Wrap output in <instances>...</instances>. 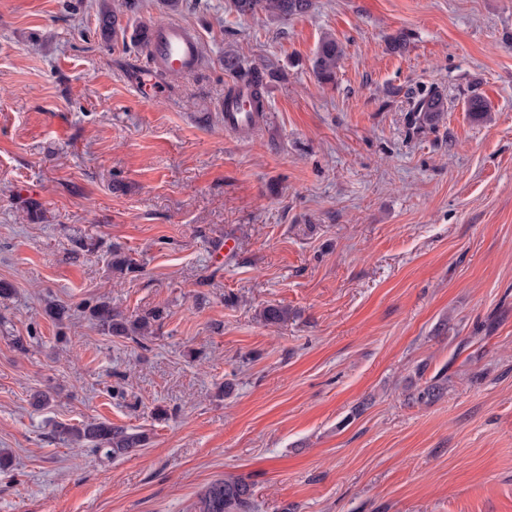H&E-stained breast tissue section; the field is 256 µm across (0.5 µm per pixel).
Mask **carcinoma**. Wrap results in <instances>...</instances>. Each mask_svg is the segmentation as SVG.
<instances>
[{
  "label": "carcinoma",
  "instance_id": "carcinoma-1",
  "mask_svg": "<svg viewBox=\"0 0 512 512\" xmlns=\"http://www.w3.org/2000/svg\"><path fill=\"white\" fill-rule=\"evenodd\" d=\"M142 7V0H123L120 7L114 8L102 0L98 10V23L101 36L106 41L118 42L126 38L127 27L121 23L122 11L136 13ZM311 8V0H229V10L239 16H265L272 20L287 23L289 20L306 14ZM344 49L334 34H324L314 52L311 69L321 83H332L341 67ZM224 72L235 80L226 97L235 93L236 85L244 84L250 89V98L255 111L266 110L264 89L267 79L273 77L263 64H253L247 68L241 65L238 57L224 56ZM416 108L432 115L443 108L442 99L436 93L423 96ZM89 317L99 329L108 336L122 337L138 341L151 333L153 323L162 318L161 312L151 311L129 319L112 309L104 300L85 304ZM261 319L271 325L288 320V309L268 306L260 313ZM447 392V382L441 374H436L419 390L416 400L433 403ZM59 439L64 442L85 444L96 453H103L114 459L124 455L132 448L147 444L149 437L144 432H131L123 426H114L107 421L83 424L81 426H62L58 430ZM256 501L254 485L239 476H229L210 483L199 495L195 512H255Z\"/></svg>",
  "mask_w": 512,
  "mask_h": 512
}]
</instances>
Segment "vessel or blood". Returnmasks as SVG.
<instances>
[{"label": "vessel or blood", "instance_id": "1", "mask_svg": "<svg viewBox=\"0 0 512 512\" xmlns=\"http://www.w3.org/2000/svg\"><path fill=\"white\" fill-rule=\"evenodd\" d=\"M137 35L144 45L147 65L143 71L137 73L135 84L140 89L152 87L155 99H163L166 95L165 86L156 78L157 73L182 76L200 69L203 57L199 38L183 22H146L138 28ZM248 97V91L243 89L237 98L225 101V130H256L265 125L268 120L267 113L251 111Z\"/></svg>", "mask_w": 512, "mask_h": 512}]
</instances>
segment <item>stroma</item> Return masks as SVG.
<instances>
[{
  "instance_id": "stroma-1",
  "label": "stroma",
  "mask_w": 512,
  "mask_h": 512,
  "mask_svg": "<svg viewBox=\"0 0 512 512\" xmlns=\"http://www.w3.org/2000/svg\"><path fill=\"white\" fill-rule=\"evenodd\" d=\"M96 3L0 0V512H193L228 474L258 512H512V0H312L285 25L145 0L124 24L182 21L206 58L159 102ZM228 53L274 73L257 133L224 129ZM102 297L164 317L108 336L81 310ZM94 420L150 441L113 460L54 437ZM344 49L334 34L325 33L314 52L311 69L321 83H332L341 67ZM437 373L435 376L426 381L424 386L419 390L416 400L423 403H433L438 401L447 392V379Z\"/></svg>"
}]
</instances>
